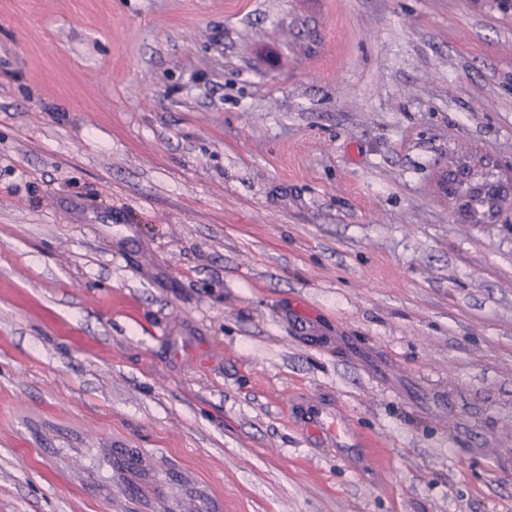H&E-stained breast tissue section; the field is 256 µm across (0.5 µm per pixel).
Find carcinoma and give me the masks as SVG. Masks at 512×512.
I'll return each instance as SVG.
<instances>
[{
  "label": "carcinoma",
  "mask_w": 512,
  "mask_h": 512,
  "mask_svg": "<svg viewBox=\"0 0 512 512\" xmlns=\"http://www.w3.org/2000/svg\"><path fill=\"white\" fill-rule=\"evenodd\" d=\"M511 181L487 156L467 153L455 158L443 189L448 199L463 210L466 223L485 224L497 217L506 200V195H496L490 187L507 186Z\"/></svg>",
  "instance_id": "1"
}]
</instances>
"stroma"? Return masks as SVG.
<instances>
[{
  "mask_svg": "<svg viewBox=\"0 0 512 512\" xmlns=\"http://www.w3.org/2000/svg\"><path fill=\"white\" fill-rule=\"evenodd\" d=\"M461 152L512 176V0H0V512H512ZM306 409L309 418L321 424L325 437L330 439L333 445H337L338 448H349L353 445L346 441L349 436L347 429L336 423V418L329 409L313 401H307Z\"/></svg>",
  "mask_w": 512,
  "mask_h": 512,
  "instance_id": "1",
  "label": "stroma"
}]
</instances>
